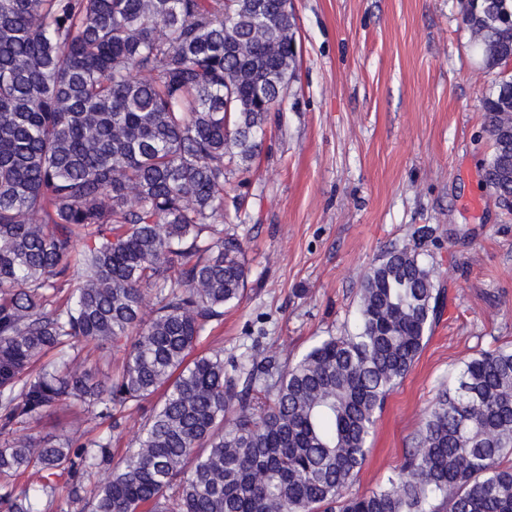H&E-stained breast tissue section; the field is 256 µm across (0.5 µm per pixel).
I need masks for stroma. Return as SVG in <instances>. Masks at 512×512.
<instances>
[{"instance_id": "stroma-1", "label": "stroma", "mask_w": 512, "mask_h": 512, "mask_svg": "<svg viewBox=\"0 0 512 512\" xmlns=\"http://www.w3.org/2000/svg\"><path fill=\"white\" fill-rule=\"evenodd\" d=\"M300 62L251 169L231 172L224 226L248 267L243 299L199 349L295 361L354 327L367 269L393 245L433 263L442 311L387 398L349 487L381 485L414 447L439 389L481 352L512 348V213L483 181L491 142L464 0H292ZM427 235H420V228ZM107 426L59 408L28 436Z\"/></svg>"}]
</instances>
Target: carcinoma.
Segmentation results:
<instances>
[{
  "label": "carcinoma",
  "instance_id": "obj_1",
  "mask_svg": "<svg viewBox=\"0 0 512 512\" xmlns=\"http://www.w3.org/2000/svg\"><path fill=\"white\" fill-rule=\"evenodd\" d=\"M465 22L487 70L512 60V0H468ZM295 40L283 0H0V512H65L62 484L87 512H512V348L466 361L400 471L345 494L440 314L417 249L384 250L354 329L292 364L196 352L245 289L225 170L254 163ZM482 109L484 181L507 204L512 75ZM106 343L110 378L79 360ZM63 404L110 432L22 433Z\"/></svg>",
  "mask_w": 512,
  "mask_h": 512
}]
</instances>
